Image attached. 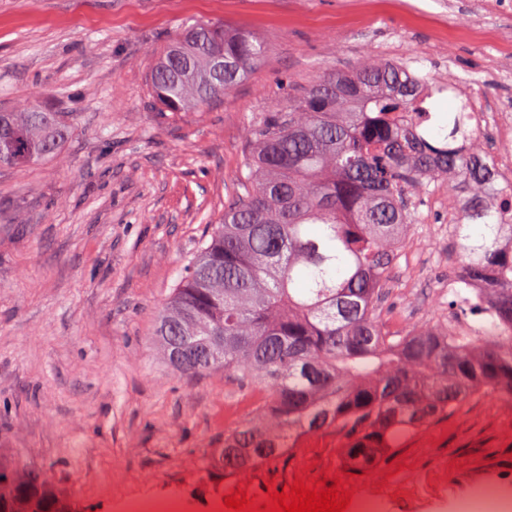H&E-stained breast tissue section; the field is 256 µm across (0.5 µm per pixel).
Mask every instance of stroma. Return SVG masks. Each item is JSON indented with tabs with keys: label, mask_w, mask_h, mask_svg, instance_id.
Segmentation results:
<instances>
[{
	"label": "stroma",
	"mask_w": 512,
	"mask_h": 512,
	"mask_svg": "<svg viewBox=\"0 0 512 512\" xmlns=\"http://www.w3.org/2000/svg\"><path fill=\"white\" fill-rule=\"evenodd\" d=\"M212 22L263 39V60L207 105L166 111L155 56ZM372 55L512 108V0H0V110L27 99L77 115L53 157L0 167V466L42 472L75 512L135 500L222 512L231 487L205 463L251 395L220 368L174 372L154 341L159 312L247 171L250 120ZM438 219L420 208L397 256L388 333L454 301L458 259ZM344 448L336 432L309 435L244 484L262 495L305 468L341 471ZM351 484L381 512H458L488 487L512 499V407L470 398Z\"/></svg>",
	"instance_id": "obj_1"
}]
</instances>
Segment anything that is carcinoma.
Wrapping results in <instances>:
<instances>
[{"label": "carcinoma", "mask_w": 512, "mask_h": 512, "mask_svg": "<svg viewBox=\"0 0 512 512\" xmlns=\"http://www.w3.org/2000/svg\"><path fill=\"white\" fill-rule=\"evenodd\" d=\"M265 44L222 24L187 26L159 54L151 93L172 112L203 106L248 77ZM413 72L371 59L318 76L251 124L256 148L223 222L158 320L164 360L179 374L222 368L260 394L224 434V479L282 459L332 430L347 472L374 469L402 435L483 392L512 403V184L498 187L470 112L433 121ZM73 112L25 102L0 112V166L26 168L67 139ZM459 185L449 241L457 277L482 301L390 335L385 285L418 206ZM481 317L467 336L448 323ZM207 349L171 359L168 340ZM42 477L0 470V512H63Z\"/></svg>", "instance_id": "cac0c4a2"}]
</instances>
